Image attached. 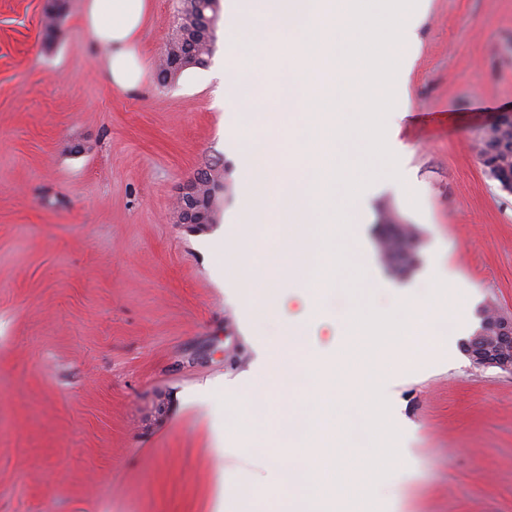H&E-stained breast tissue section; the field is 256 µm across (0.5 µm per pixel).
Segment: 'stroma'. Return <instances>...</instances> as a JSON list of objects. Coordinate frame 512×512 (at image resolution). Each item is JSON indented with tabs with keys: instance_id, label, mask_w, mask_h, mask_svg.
Listing matches in <instances>:
<instances>
[{
	"instance_id": "35a3bbf8",
	"label": "stroma",
	"mask_w": 512,
	"mask_h": 512,
	"mask_svg": "<svg viewBox=\"0 0 512 512\" xmlns=\"http://www.w3.org/2000/svg\"><path fill=\"white\" fill-rule=\"evenodd\" d=\"M67 0L53 44L45 0H0V512H216L224 491L265 502L264 447L278 407L248 441L252 367L273 323L226 276L241 220L242 115L224 95L234 32L206 65L157 80L179 0H149L147 77L112 88L103 52ZM405 111L386 126L401 179L380 177L359 214L351 267L375 274L380 305L466 295L469 318L512 317V195L474 149L512 110V0H428ZM224 167L210 224L178 223L174 200L205 161ZM411 225L421 261L392 277L384 213ZM331 317L366 298L349 270ZM392 374L390 414L410 468L385 482L388 512H512V373L474 365L465 335Z\"/></svg>"
}]
</instances>
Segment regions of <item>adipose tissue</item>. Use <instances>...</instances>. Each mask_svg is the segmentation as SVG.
I'll list each match as a JSON object with an SVG mask.
<instances>
[{"label": "adipose tissue", "instance_id": "1", "mask_svg": "<svg viewBox=\"0 0 512 512\" xmlns=\"http://www.w3.org/2000/svg\"><path fill=\"white\" fill-rule=\"evenodd\" d=\"M147 0H86L82 26L104 51L106 76L115 90L132 93L145 77L139 52Z\"/></svg>", "mask_w": 512, "mask_h": 512}]
</instances>
